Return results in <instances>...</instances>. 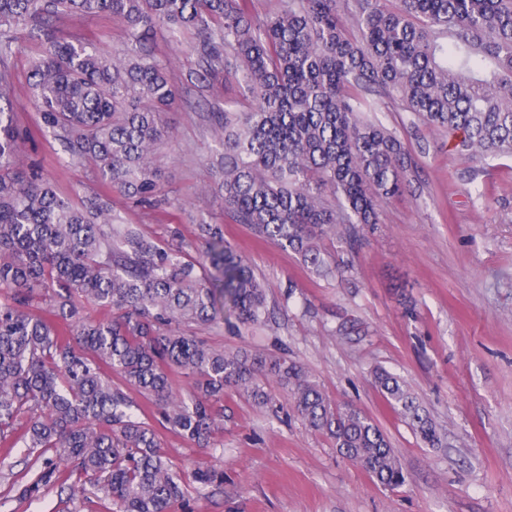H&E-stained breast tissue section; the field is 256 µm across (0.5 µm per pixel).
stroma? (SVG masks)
I'll return each instance as SVG.
<instances>
[{"label": "stroma", "mask_w": 512, "mask_h": 512, "mask_svg": "<svg viewBox=\"0 0 512 512\" xmlns=\"http://www.w3.org/2000/svg\"><path fill=\"white\" fill-rule=\"evenodd\" d=\"M53 35L91 38L109 54L122 47L125 28L99 13L64 15L39 33L16 30L12 112L28 137L15 165H39L44 179L77 203L103 187L91 167L64 163L59 140L38 134L27 80L30 56ZM177 97L167 115L173 136L154 159L165 201L148 208L117 200L124 221L164 241L176 227L187 242L196 240L200 223L222 225L225 240L267 284L274 319L242 333L202 326L199 335L219 349L282 354L301 364L330 399L373 419L407 476L395 489L377 484L294 417L285 390L270 378L264 387L271 406L225 399L212 448L160 428L177 469L224 470L222 486L191 494V512H512V157L460 153L447 132L397 99L370 95L378 119L406 148L411 183L382 202L378 224L362 228L353 250L323 240V248L353 262L342 278L326 280L234 222L212 191L209 158L220 149L213 115L230 99L239 109L249 106L235 81L219 77L203 93L181 88ZM480 188L486 197H477ZM340 327L345 335H337ZM379 367L400 376L426 407L440 447L424 445L390 408L372 383ZM30 477L23 455L0 447V512H112L91 487L69 501L80 477L67 470L39 499H19L16 489Z\"/></svg>", "instance_id": "stroma-1"}]
</instances>
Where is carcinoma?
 <instances>
[{
	"instance_id": "1",
	"label": "carcinoma",
	"mask_w": 512,
	"mask_h": 512,
	"mask_svg": "<svg viewBox=\"0 0 512 512\" xmlns=\"http://www.w3.org/2000/svg\"><path fill=\"white\" fill-rule=\"evenodd\" d=\"M251 0H0V443L26 455L51 450L89 478L112 512H175L193 488L224 484V470H173L155 426L127 391L151 401L161 423L201 449L224 420V395L271 403L262 378L287 389L293 413L383 486L406 478L382 430L338 406L285 356L224 352L183 331L227 322L238 331L269 318L267 289L216 224L173 248L123 223L112 202L77 206L37 168L14 166L24 138L13 122L9 58L21 25L43 29L64 14L106 13L125 24L110 56L93 40L57 38L30 60L39 130L71 164L88 163L124 199L155 206L153 155L171 136L162 114L175 80L200 87L224 73L252 104L214 113L223 153L215 194L236 223L334 279L351 268L323 253L327 233L350 242L379 223L382 201L410 184L408 155L372 111L383 92L472 156H512V0H282L256 14ZM168 28L195 36L198 68L178 76L146 47ZM197 253L198 257L191 256ZM52 292V314L34 306ZM114 316L92 318L85 303ZM194 381L189 399L172 374ZM373 381L389 406L434 448L439 430L404 382L383 368ZM53 471L34 472L28 497Z\"/></svg>"
}]
</instances>
